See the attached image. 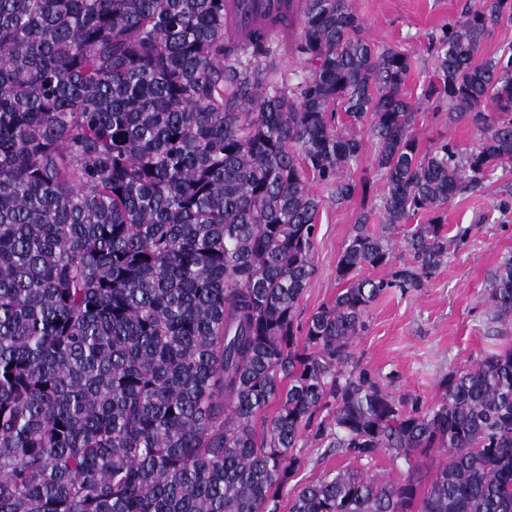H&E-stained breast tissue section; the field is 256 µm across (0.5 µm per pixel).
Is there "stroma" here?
I'll list each match as a JSON object with an SVG mask.
<instances>
[{
	"mask_svg": "<svg viewBox=\"0 0 512 512\" xmlns=\"http://www.w3.org/2000/svg\"><path fill=\"white\" fill-rule=\"evenodd\" d=\"M464 0H354L356 11L367 24L369 37L380 45L409 52L416 67L405 90L419 97L434 77L426 50L428 36L448 23ZM421 148L440 139H451L461 147L476 144L475 131L467 124L449 122L445 113L421 108L415 125ZM512 183V171L494 176L484 192L456 198L443 212L449 227L464 226L470 235L466 246L450 249L437 272L417 290L403 294L382 293L369 307L366 328L351 346L354 359L369 367L389 392L407 401L432 406L439 397L438 381L443 374L469 367L481 355L512 345V325L502 335L487 329L485 302L490 272L505 256L512 254V213L501 215L492 208L505 183ZM361 196L339 206L324 200L314 240L316 273L305 290L298 309L299 324L323 304L331 302L339 288L336 263L352 224L361 212ZM303 464L293 474L280 498L287 512L297 486L346 468L393 481L423 474L428 459H392L380 454L372 461L351 458L344 450L325 442L308 440L300 450Z\"/></svg>",
	"mask_w": 512,
	"mask_h": 512,
	"instance_id": "obj_1",
	"label": "stroma"
}]
</instances>
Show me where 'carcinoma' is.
<instances>
[{"label": "carcinoma", "instance_id": "obj_1", "mask_svg": "<svg viewBox=\"0 0 512 512\" xmlns=\"http://www.w3.org/2000/svg\"><path fill=\"white\" fill-rule=\"evenodd\" d=\"M504 22L512 0H465L414 101L415 58L376 45L353 0H303L295 84L264 33L226 38L224 0H0V512H279L308 435L444 458L424 486L327 474L289 512H512L511 346L443 375L431 407L350 351L381 293L467 242L448 203L512 169V42L476 61ZM422 103L477 145L421 151ZM365 136L378 180L357 184ZM313 180L338 205L361 189L384 224L358 215L341 288L301 329ZM486 293L488 323L511 319L512 255Z\"/></svg>", "mask_w": 512, "mask_h": 512}]
</instances>
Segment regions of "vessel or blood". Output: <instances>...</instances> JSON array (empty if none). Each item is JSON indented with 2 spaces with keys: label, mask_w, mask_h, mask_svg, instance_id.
Wrapping results in <instances>:
<instances>
[{
  "label": "vessel or blood",
  "mask_w": 512,
  "mask_h": 512,
  "mask_svg": "<svg viewBox=\"0 0 512 512\" xmlns=\"http://www.w3.org/2000/svg\"><path fill=\"white\" fill-rule=\"evenodd\" d=\"M301 12L300 0H224V32L236 41L261 29L284 43L295 34Z\"/></svg>",
  "instance_id": "obj_1"
}]
</instances>
